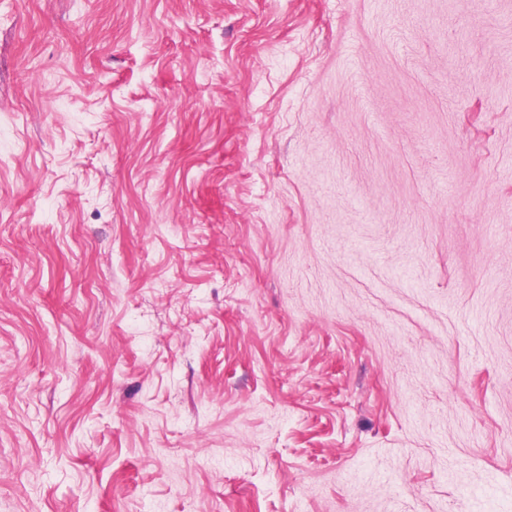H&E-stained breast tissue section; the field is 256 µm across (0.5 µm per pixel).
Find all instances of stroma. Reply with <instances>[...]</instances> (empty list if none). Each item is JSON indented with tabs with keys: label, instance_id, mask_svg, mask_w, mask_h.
I'll list each match as a JSON object with an SVG mask.
<instances>
[{
	"label": "stroma",
	"instance_id": "stroma-1",
	"mask_svg": "<svg viewBox=\"0 0 512 512\" xmlns=\"http://www.w3.org/2000/svg\"><path fill=\"white\" fill-rule=\"evenodd\" d=\"M0 512H512V0H0Z\"/></svg>",
	"mask_w": 512,
	"mask_h": 512
}]
</instances>
